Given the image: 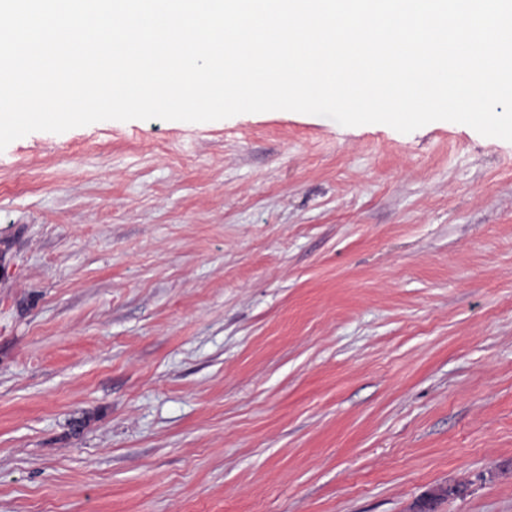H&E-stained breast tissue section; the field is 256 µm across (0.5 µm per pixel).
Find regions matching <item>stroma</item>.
I'll return each instance as SVG.
<instances>
[{
  "instance_id": "stroma-1",
  "label": "stroma",
  "mask_w": 512,
  "mask_h": 512,
  "mask_svg": "<svg viewBox=\"0 0 512 512\" xmlns=\"http://www.w3.org/2000/svg\"><path fill=\"white\" fill-rule=\"evenodd\" d=\"M0 512H512V142L286 110L11 142Z\"/></svg>"
}]
</instances>
